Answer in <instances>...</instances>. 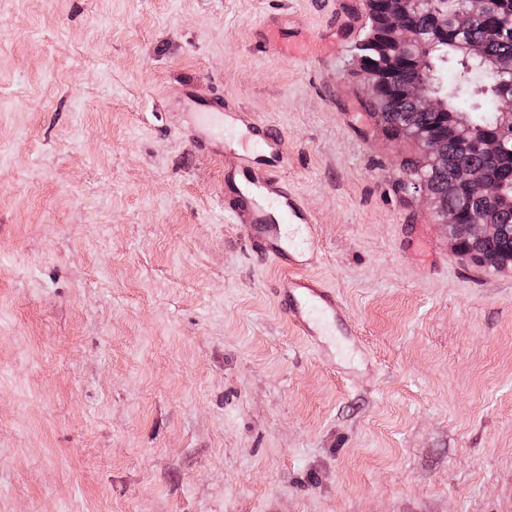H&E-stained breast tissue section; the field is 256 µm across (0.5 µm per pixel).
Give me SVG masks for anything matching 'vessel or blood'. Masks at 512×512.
<instances>
[{
  "label": "vessel or blood",
  "mask_w": 512,
  "mask_h": 512,
  "mask_svg": "<svg viewBox=\"0 0 512 512\" xmlns=\"http://www.w3.org/2000/svg\"><path fill=\"white\" fill-rule=\"evenodd\" d=\"M265 45L277 53L301 56L315 49L310 41L284 43L274 30ZM174 101L189 118L187 133L194 148L223 157L224 180L231 189L225 206L252 249L282 266L276 295L283 314L327 359H335L337 341L357 345L353 322L335 290L307 272L315 262L316 226L287 184L270 172L285 158L278 136L259 119L245 120L225 111L221 102L201 103L190 89H181Z\"/></svg>",
  "instance_id": "1"
}]
</instances>
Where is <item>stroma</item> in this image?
<instances>
[{
	"instance_id": "35a3bbf8",
	"label": "stroma",
	"mask_w": 512,
	"mask_h": 512,
	"mask_svg": "<svg viewBox=\"0 0 512 512\" xmlns=\"http://www.w3.org/2000/svg\"><path fill=\"white\" fill-rule=\"evenodd\" d=\"M274 21L335 56L265 53ZM369 26L368 0H0V512H512V272L404 188ZM187 84L283 140L363 355L280 311L167 107Z\"/></svg>"
}]
</instances>
